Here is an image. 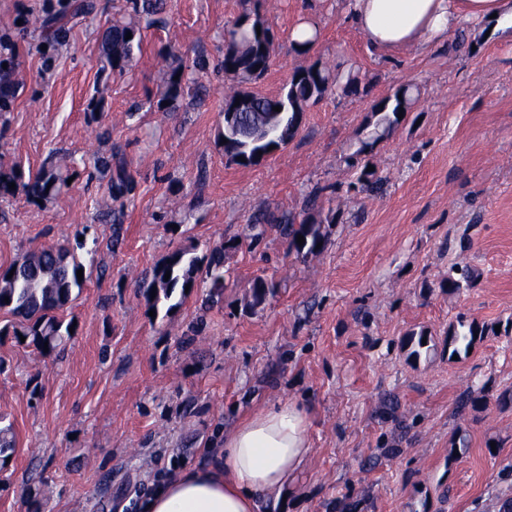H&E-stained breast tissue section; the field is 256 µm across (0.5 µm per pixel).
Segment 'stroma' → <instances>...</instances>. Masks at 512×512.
Instances as JSON below:
<instances>
[{"label": "stroma", "instance_id": "1", "mask_svg": "<svg viewBox=\"0 0 512 512\" xmlns=\"http://www.w3.org/2000/svg\"><path fill=\"white\" fill-rule=\"evenodd\" d=\"M52 2L0 0L16 46L0 172L32 176L51 157L72 182L40 201L0 194V265L86 225L98 244L81 255L94 274L59 357L0 336V423L17 441L0 462V512H138L160 469L211 464L243 414L286 401L305 411L311 451L258 512H328L348 494L361 512H495L512 496V404L459 402L512 388V29L465 21V43L384 53L351 22L350 0H166L153 26L126 0H97L48 46L32 21ZM255 12L274 41L253 90L278 94L314 64L339 85L286 148L244 167L215 144L240 88L217 63L226 28ZM116 16L141 28L121 72L100 41ZM303 21L320 36L299 55ZM178 56L209 67L171 108L161 97ZM350 76L360 95L342 92ZM405 85L413 109L364 156L383 186L362 191L348 159ZM114 151L136 184L122 199L107 170L86 171ZM265 211L335 221L324 249L303 256L273 228L254 240L251 217ZM191 241L225 245L222 295L209 303L201 289L149 315L142 278ZM454 262L480 278L451 295L440 282ZM259 277L276 288L257 304ZM460 318L485 333L454 358ZM378 448L397 454L368 465ZM314 33L312 35V27L308 22L298 24L292 31V45L293 49L298 54H307L314 46L318 35V29L315 24H312ZM312 36V37H311ZM311 37V38H310ZM310 38V39H308ZM308 39V40H306ZM303 41V42H302ZM307 46V49H303Z\"/></svg>", "mask_w": 512, "mask_h": 512}]
</instances>
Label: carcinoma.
Here are the masks:
<instances>
[{
	"label": "carcinoma",
	"instance_id": "1",
	"mask_svg": "<svg viewBox=\"0 0 512 512\" xmlns=\"http://www.w3.org/2000/svg\"><path fill=\"white\" fill-rule=\"evenodd\" d=\"M135 12L152 15L163 9V0H129ZM96 8L93 0H82L73 5L70 0H60L59 8L46 11L34 18L33 24L46 41L53 42L66 37L69 32V20L77 15H88ZM132 38L125 39L126 34ZM137 38L136 29L128 23L115 19L103 32L102 47L109 64L114 70H123L133 56ZM274 34L260 16L250 17L245 14L238 18L225 35L224 58L218 68L242 83L259 80L270 68V45ZM15 66V48L0 53V111H7L11 105ZM206 69V62L198 60L192 67L181 64L172 68L166 82L163 100L174 106L184 95L188 72ZM333 81L328 69L312 66L296 71L275 96H268L257 91L242 89L234 93L245 101L243 108L237 110L238 135L228 142H223L224 133H219L218 141L223 143L227 162L248 166L252 164V153L259 146L256 136L257 118L260 115L270 118L269 138L282 142L291 141L297 135L303 112L311 102H316L332 87ZM413 101L411 88L403 86L393 95L385 98L376 106V122L370 140L361 142L359 153L369 152L373 143L381 139L399 122L398 114L408 112ZM281 111H273V107ZM104 168L111 171L109 193L114 198H121L134 189V183L126 171L119 153H113L101 161ZM68 176L61 168L44 165L22 187L33 199H44L60 192ZM254 227L259 239L265 233V225L274 224L289 245L297 252L313 254L316 246L324 242L322 226L313 218L295 222V219L283 214L263 213L254 217ZM303 236L305 242L297 243V236ZM85 269L75 252L65 244L42 248L26 256L21 263L0 267V311L19 318L18 326L13 328L14 335L31 339L39 352L56 354L72 336L69 328L73 320L66 319L68 304L77 298L86 287L88 275L78 279L77 271ZM170 278H165L166 273ZM478 275L467 266L453 264L448 268V276L441 287L448 293L457 294L475 287ZM210 283L214 294L224 288V247L215 246L199 252V245L182 246L171 252L167 259L156 265L151 277L142 283V294L149 308L155 309L159 304L173 309L181 305L187 297L185 287L200 288ZM9 301H4V298ZM465 326L464 320L448 329L452 341L460 339L471 346L478 328L470 324L468 331L459 332L458 327ZM16 441L11 426H0V458L7 459L15 451Z\"/></svg>",
	"mask_w": 512,
	"mask_h": 512
}]
</instances>
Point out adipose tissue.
<instances>
[{
    "mask_svg": "<svg viewBox=\"0 0 512 512\" xmlns=\"http://www.w3.org/2000/svg\"><path fill=\"white\" fill-rule=\"evenodd\" d=\"M353 24L391 52L447 37L460 20L512 19V0H352ZM309 422L286 401L245 414L214 465L165 480L142 512H257L259 496L288 484L310 452Z\"/></svg>",
    "mask_w": 512,
    "mask_h": 512,
    "instance_id": "1",
    "label": "adipose tissue"
}]
</instances>
